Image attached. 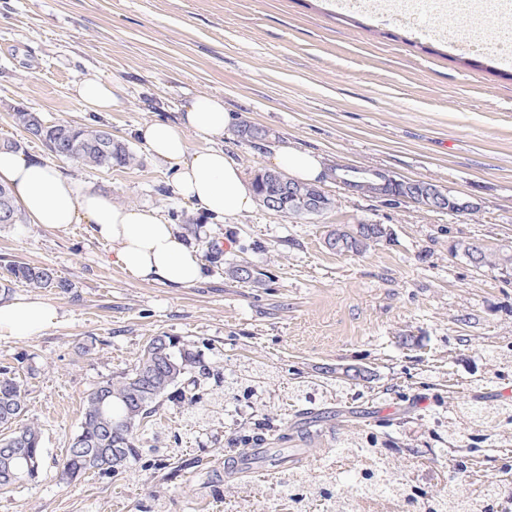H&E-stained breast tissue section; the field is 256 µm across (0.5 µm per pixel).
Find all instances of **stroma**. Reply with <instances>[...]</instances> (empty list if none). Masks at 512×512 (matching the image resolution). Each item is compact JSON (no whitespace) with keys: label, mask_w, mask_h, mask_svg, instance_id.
Instances as JSON below:
<instances>
[{"label":"stroma","mask_w":512,"mask_h":512,"mask_svg":"<svg viewBox=\"0 0 512 512\" xmlns=\"http://www.w3.org/2000/svg\"><path fill=\"white\" fill-rule=\"evenodd\" d=\"M439 11V0H425L418 27L407 28L336 0H0V138L55 160L116 205L160 209L203 265L194 286L168 288L113 264L88 222L0 228V278L16 260L51 265L73 285L38 293L58 310L54 327L0 338V364L25 359L20 423L41 427L44 448L39 479L0 495V512H288L275 475L253 480L225 461L255 416L291 434L299 471L319 484L344 477L336 440L353 431L377 434L429 489L462 457L471 494L503 479L512 454L498 448L501 428H484L475 443L448 436L460 402L512 398V374L484 359L487 349L512 347V270L476 267L455 250L467 241L512 246V63L458 52L454 23ZM90 73L117 85V109L99 116L76 99ZM201 94L267 132L260 145L231 130L220 142L248 176L287 142L330 162L434 182L478 209L456 217L390 204L327 179L335 207L324 215L289 221L259 206L212 221L177 195L173 166L155 162L135 135L175 121ZM19 109L106 124L137 161L104 170L53 159L14 124ZM358 222L387 225L390 240L360 257L327 248L331 229ZM222 241L229 249L213 257ZM236 264L263 273L262 283L232 276ZM157 335L179 337L212 369L268 365L262 403L195 426L186 408L162 402L163 431L144 433L142 460L114 478L61 481L87 392L133 366ZM92 338L95 352L83 353ZM346 366L366 369V379L328 396L318 435L299 437L303 414L288 404L289 385ZM197 458L206 468L193 467Z\"/></svg>","instance_id":"1"}]
</instances>
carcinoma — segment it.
<instances>
[{"mask_svg":"<svg viewBox=\"0 0 512 512\" xmlns=\"http://www.w3.org/2000/svg\"><path fill=\"white\" fill-rule=\"evenodd\" d=\"M17 126L26 135L42 142L58 158L72 159L87 166L110 170L126 167L135 160L134 154L121 142L113 139L112 130L104 125H73L52 121L42 113L19 109L14 113ZM236 135L244 141L261 140L265 131L242 122ZM266 171L255 177L259 202L268 207L267 200L278 192L280 182L289 177L279 171V181L264 177ZM433 185L431 181L401 179L391 194L414 196ZM383 236L376 228L362 240H345L334 247L340 255L360 256L381 244ZM464 254L476 266L494 265L502 270L512 268V250L497 252L473 250V243L461 245ZM43 289L67 293L73 285L58 275L50 265L14 263L8 276L0 282V294L7 297L14 287ZM206 367L199 353L176 336H152L146 342L138 361L120 375L99 382L84 400L78 431L72 437L61 467V477L73 480L87 473L118 476L131 462L141 458L140 435L155 424L153 417L163 400L192 407L200 400L202 376ZM270 374L261 364H240L223 380L224 389L213 393L207 407L197 412L196 418L217 419L223 405L231 400L259 402ZM323 393V385L315 380H303L288 387V399L310 404ZM25 389L11 365L0 367V461L8 459V471L0 467V494L12 491L35 480L43 466L44 455L41 429L36 426L15 428L13 423L23 414ZM455 420L457 430L449 435L455 441L458 432L473 430L492 423L512 421V406L501 402L464 403L458 406ZM336 452L357 467L348 475L343 486L336 490L308 481L301 473L284 468L277 473L278 483L288 490L289 512H313L317 502L329 505L326 512H354L355 503L366 497L394 505H409L412 512L427 507L429 512H471V498L456 488L437 495L424 496L412 487L409 477L391 459L389 449L379 447L377 439L369 434L352 432L342 438Z\"/></svg>","mask_w":512,"mask_h":512,"instance_id":"cac0c4a2","label":"carcinoma"}]
</instances>
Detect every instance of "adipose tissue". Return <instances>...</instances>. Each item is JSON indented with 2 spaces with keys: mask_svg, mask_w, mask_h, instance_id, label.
Masks as SVG:
<instances>
[{
  "mask_svg": "<svg viewBox=\"0 0 512 512\" xmlns=\"http://www.w3.org/2000/svg\"><path fill=\"white\" fill-rule=\"evenodd\" d=\"M78 101L102 114L119 106L113 85L97 74L85 76L74 88ZM234 121L221 98L196 96L176 122H152L136 130L152 157L175 167V189L195 208L214 220L254 209L257 196L241 164L214 142ZM204 141L205 149L188 151L186 138ZM271 162L288 177L307 183L324 173L321 155L283 145ZM0 182L8 185L31 223L48 228L87 221L96 237L111 245L116 265L132 277L171 288H187L202 278L196 252L182 241L176 225L156 208L122 207L93 187L64 176L53 163L38 162L18 151L0 150ZM58 320L47 301L22 297L0 304V336L38 334Z\"/></svg>",
  "mask_w": 512,
  "mask_h": 512,
  "instance_id": "obj_1",
  "label": "adipose tissue"
}]
</instances>
